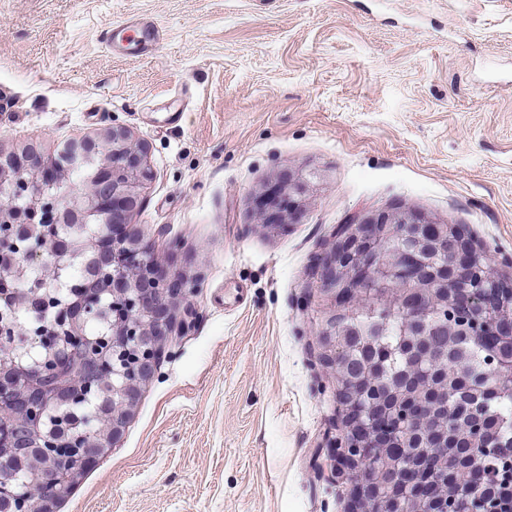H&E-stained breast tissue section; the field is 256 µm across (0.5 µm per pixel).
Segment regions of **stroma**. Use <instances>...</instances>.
Segmentation results:
<instances>
[{
  "label": "stroma",
  "instance_id": "35a3bbf8",
  "mask_svg": "<svg viewBox=\"0 0 512 512\" xmlns=\"http://www.w3.org/2000/svg\"><path fill=\"white\" fill-rule=\"evenodd\" d=\"M143 18L152 55L104 48ZM115 126L192 326L57 512H345L316 461L339 402L308 266L351 213L396 207L512 257V0H0V149ZM286 172L312 182L271 230Z\"/></svg>",
  "mask_w": 512,
  "mask_h": 512
}]
</instances>
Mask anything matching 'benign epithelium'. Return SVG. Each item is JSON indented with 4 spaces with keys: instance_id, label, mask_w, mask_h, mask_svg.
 <instances>
[{
    "instance_id": "1",
    "label": "benign epithelium",
    "mask_w": 512,
    "mask_h": 512,
    "mask_svg": "<svg viewBox=\"0 0 512 512\" xmlns=\"http://www.w3.org/2000/svg\"><path fill=\"white\" fill-rule=\"evenodd\" d=\"M110 151L104 163L111 175L102 187L87 186L74 178L65 187L58 184L60 160L65 172L80 169L87 152L96 151L99 140L90 136L72 138L53 157L36 146L22 152L0 150V287L9 288L23 277L19 264L28 254L18 240L37 238L49 255L40 259L42 278H58L63 252L53 229L68 224H98L102 234L90 241L94 253L90 264L94 276L88 288L104 287L98 295L112 297V321L108 336L89 335L85 325L94 316L90 296L76 297L54 320L31 331L30 342L44 341L57 348L49 367L35 370L15 359L0 345V370L13 374L10 389L0 388V452L18 448L11 433L14 422L26 419L30 434L40 433L46 415L66 398L90 394L112 371V418L106 435L117 442L133 416L142 389L152 380L167 344L185 335L190 322L175 317L172 300L186 294L187 282L172 278L155 260L147 259L139 233L131 225L140 204L141 191L152 177L144 151L131 142L124 129L106 132ZM308 190L307 181L283 175L263 195L262 224L276 227L285 216L295 215ZM432 220L418 211L397 207L390 211L352 215L336 228L331 248L317 254L310 273L334 307V315L319 332L320 361L336 371V349L329 341L336 335V315L342 296L356 295L368 302L370 279L392 258L387 244L394 225L401 236L415 238L412 229ZM401 266L395 273L424 284L430 303L436 293L448 296V306L457 309L474 327L491 331L503 346L512 347V315L499 311L512 295V280L505 277L495 257L477 248L461 226L450 225L448 235L434 249L420 244L398 248ZM341 417L333 422L336 434L328 435L320 448L331 462V473L352 485L349 512H359L365 495L377 491L378 478L373 451L359 447L353 437L373 427L372 413L339 392ZM482 448L495 457L493 479L512 481V460L498 456L499 434L479 432Z\"/></svg>"
}]
</instances>
